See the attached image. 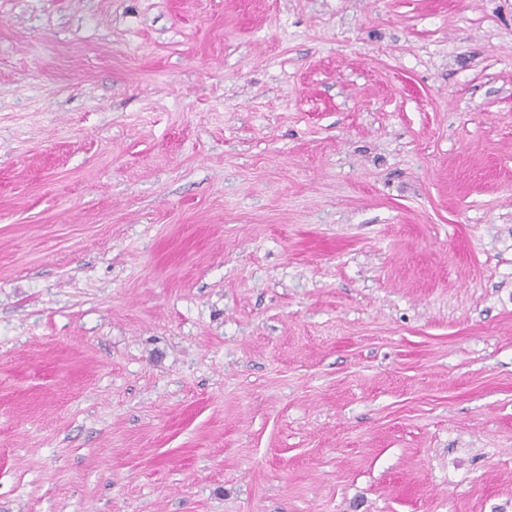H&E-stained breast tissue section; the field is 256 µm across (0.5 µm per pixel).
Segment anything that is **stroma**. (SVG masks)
<instances>
[{
  "instance_id": "stroma-1",
  "label": "stroma",
  "mask_w": 512,
  "mask_h": 512,
  "mask_svg": "<svg viewBox=\"0 0 512 512\" xmlns=\"http://www.w3.org/2000/svg\"><path fill=\"white\" fill-rule=\"evenodd\" d=\"M0 512H512V0H0Z\"/></svg>"
}]
</instances>
